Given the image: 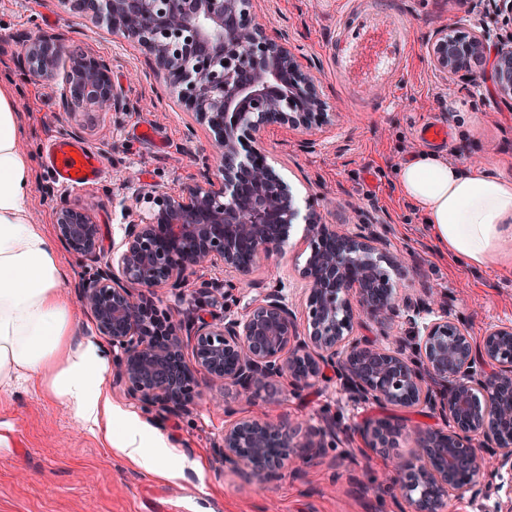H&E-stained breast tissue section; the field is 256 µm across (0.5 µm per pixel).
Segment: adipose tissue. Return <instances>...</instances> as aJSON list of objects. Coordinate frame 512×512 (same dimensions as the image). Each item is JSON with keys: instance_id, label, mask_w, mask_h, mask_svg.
Instances as JSON below:
<instances>
[{"instance_id": "ef3b65f1", "label": "adipose tissue", "mask_w": 512, "mask_h": 512, "mask_svg": "<svg viewBox=\"0 0 512 512\" xmlns=\"http://www.w3.org/2000/svg\"><path fill=\"white\" fill-rule=\"evenodd\" d=\"M21 133L15 95L0 85V389L41 379L77 422L108 430L105 358L98 344L76 337L66 271L33 218ZM397 185L445 255L474 271L512 268V179L466 171L429 150L402 164Z\"/></svg>"}]
</instances>
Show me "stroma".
Listing matches in <instances>:
<instances>
[{"mask_svg": "<svg viewBox=\"0 0 512 512\" xmlns=\"http://www.w3.org/2000/svg\"><path fill=\"white\" fill-rule=\"evenodd\" d=\"M389 16L400 25L406 58L387 83L362 84L336 70L341 25L352 10ZM261 21L271 37L285 40L297 60L318 78L333 126L305 130L267 128L261 150L288 181L299 206H311L324 223L369 225L404 266L395 281L403 296L438 289L451 317L462 319L473 340L498 323L512 322V270L474 273L439 253L414 204L397 190L395 171L423 145L416 129L447 125L451 137L440 150L465 170L512 179V100L498 96L486 68L448 79L435 69L428 42L437 27L484 28L496 38L508 26L485 0H260ZM38 31L60 36L105 58L113 81L124 90L127 112H71L60 89L70 66L62 60L54 78L24 69L23 39ZM0 82L12 84L24 129L21 147L33 161L32 211L46 231L63 206L89 210L101 228L103 258L124 233L122 202L132 193L127 171L141 183L173 192L198 179L211 151L206 125L177 105L136 42L110 34L69 0H0ZM85 141L101 157L104 178L87 189L60 187L46 166L48 142L56 137ZM302 225H293L281 254L257 267L254 281L283 284L295 314H302L299 253ZM191 277L182 290L160 288L144 300L181 319L207 278ZM189 413L158 416L108 388L112 432L77 423L40 381L0 391V512H409L390 487V463L367 449L361 431L374 417L392 416L412 425L443 427L437 411L421 405L382 407L352 401L335 378L293 391L279 381L272 420L319 424L336 416L346 439L315 461L284 469L260 482L247 471L219 463L214 450L224 436L225 407L238 415L253 407L239 387L224 388L216 401L207 386ZM140 427L147 452L159 443L174 448L173 477L163 478L128 460L109 438L126 422Z\"/></svg>", "mask_w": 512, "mask_h": 512, "instance_id": "1", "label": "stroma"}]
</instances>
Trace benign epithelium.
Listing matches in <instances>:
<instances>
[{
	"instance_id": "7a95c632",
	"label": "benign epithelium",
	"mask_w": 512,
	"mask_h": 512,
	"mask_svg": "<svg viewBox=\"0 0 512 512\" xmlns=\"http://www.w3.org/2000/svg\"><path fill=\"white\" fill-rule=\"evenodd\" d=\"M91 11L113 35L146 48L167 87L186 111L214 133L216 154L203 158L201 179L171 194L137 184L123 204L124 236L112 256L83 283L79 302L99 335L112 343L113 383L162 415H178L194 403L197 375L210 385L234 384L252 398L281 379L303 390L333 372L350 398L382 406L425 404L448 429H408L401 420H368L363 437L379 451L415 442L411 460L395 467L393 484L410 512H445L449 495L474 499L512 484V323L489 328L479 342L462 320L448 316L432 294L398 299L390 271L401 259L377 247L361 226L323 224L316 211L302 212L288 183L255 144L271 124L308 128L332 125L337 113L284 43L269 37L255 0H69ZM494 49L498 93L512 98V34L486 35L438 28L429 43L434 66L449 77L464 76ZM70 59L61 89L67 108L100 112L124 109L110 65L91 52L69 53L61 39L41 33L24 44L29 70L55 75ZM304 223L301 245L309 251L305 327L277 283L259 292L241 311L207 321L186 313L169 321L168 333L153 330L142 293L177 290L188 278L222 269L224 283L203 291L241 301L255 265L281 251L292 225ZM58 239L79 258L100 259V228L91 213L64 206L56 212ZM385 325L401 318L411 335L386 345L361 337V317ZM191 344L192 359L184 354ZM230 417L214 453L225 464L262 482L329 446L336 423L302 428L274 422L264 412Z\"/></svg>"
}]
</instances>
